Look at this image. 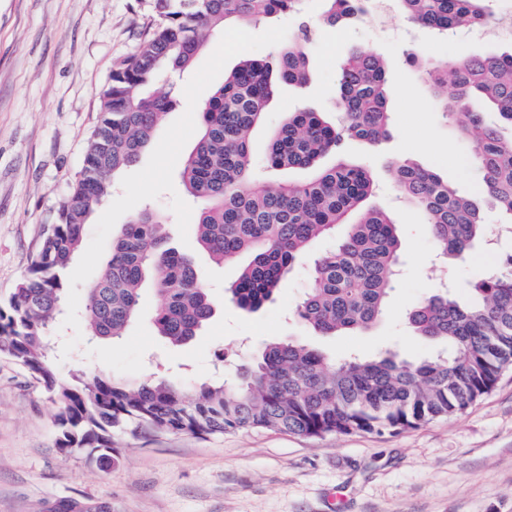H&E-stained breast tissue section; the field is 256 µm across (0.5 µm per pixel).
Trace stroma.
<instances>
[{
	"mask_svg": "<svg viewBox=\"0 0 512 512\" xmlns=\"http://www.w3.org/2000/svg\"><path fill=\"white\" fill-rule=\"evenodd\" d=\"M323 10L322 0L304 4L306 17L316 23L307 46L311 82L301 89L279 88L252 133V148L264 156L272 133L295 106L335 118L336 73L351 51L386 58L395 87L392 136L377 147L355 140L345 147L374 173L370 206L388 211L399 228L402 274L384 318L366 333L333 337L318 336L294 320L292 310L310 286L314 262L333 248L334 239L315 241L273 300L253 314L239 310L226 292L238 264L214 265L196 248L199 205L181 182L179 162L198 137V106L241 58L272 53L295 29L288 18L218 32L213 40L224 44L223 58L205 49L175 78L176 105L85 227L66 283L70 354L58 362L61 373L80 368L131 380L201 382L220 372L221 359L241 361L284 339L336 358L352 351L368 358L388 350L436 352V345L411 336L405 311L435 288L438 258L424 215L401 202L390 166L411 160L465 193L478 192L482 182L469 144L404 52L413 47L445 60L507 50L512 36L469 29L444 39L411 22L392 2H374L362 19L336 27L320 23ZM146 23L139 0H0V300L27 273L69 197L100 92ZM148 206L166 217L172 244L194 256L216 299L209 324L178 348L167 347L156 334L152 316L160 298L150 290L142 297L139 320L120 340L91 336L81 317L113 237ZM56 413L36 380L0 356V512H57L65 501L103 505L108 512H512V369L466 410L396 435L117 433L112 440L118 461L107 471L88 464L82 453L57 448Z\"/></svg>",
	"mask_w": 512,
	"mask_h": 512,
	"instance_id": "1",
	"label": "stroma"
}]
</instances>
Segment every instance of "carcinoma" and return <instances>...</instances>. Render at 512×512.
<instances>
[{
    "mask_svg": "<svg viewBox=\"0 0 512 512\" xmlns=\"http://www.w3.org/2000/svg\"><path fill=\"white\" fill-rule=\"evenodd\" d=\"M325 19L354 20L370 0H325ZM420 26L447 36L489 23L490 0H396ZM146 34L117 62L100 94L96 125L81 169L56 222L12 296L0 302V355L22 366L59 408L57 447L82 451L98 469L112 468L115 433H191L275 430L291 434L397 433L461 412L488 393L512 367V252L470 285L458 301L451 287L411 306L414 335L444 350L417 358L399 351L336 360L307 345H266L243 375L188 385L174 379L127 382L84 373L61 375L53 324L64 301L63 276L80 250L87 218L112 195V177L138 161L175 100L151 87L185 71L210 34L230 24L261 26L282 16L300 19L298 37L272 58L242 59L199 107L201 132L183 158L180 176L200 202L196 237L218 264L249 256L228 288L251 313L269 301L310 243L354 222L314 264L310 288L295 317L323 336L364 333L380 321L394 290L400 240L392 216L368 207L370 170L341 158L347 141L377 146L391 133L392 82L384 59L352 52L336 84V122L295 110L271 136L267 164L311 170L304 182L256 181L250 136L281 85L305 87L312 78L304 43L312 36L303 0H143ZM445 116L471 146L483 193L461 192L409 160L393 166L396 188L431 226L440 254L459 259L489 242L486 210L512 216V49L433 63L412 50ZM337 160L329 165L322 160ZM163 217L142 210L122 226L98 279L87 293L89 332L105 340L125 335L137 318L144 285L162 298L154 315L159 335L179 345L206 327L214 303L194 263L167 245Z\"/></svg>",
    "mask_w": 512,
    "mask_h": 512,
    "instance_id": "cac0c4a2",
    "label": "carcinoma"
}]
</instances>
